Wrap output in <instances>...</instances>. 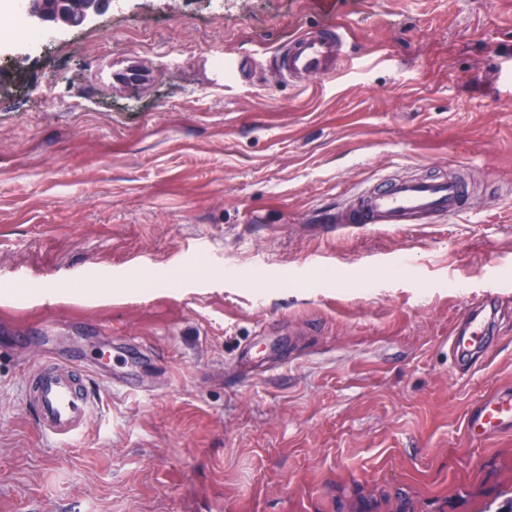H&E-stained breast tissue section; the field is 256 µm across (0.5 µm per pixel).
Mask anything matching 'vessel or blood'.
<instances>
[{
    "instance_id": "vessel-or-blood-1",
    "label": "vessel or blood",
    "mask_w": 512,
    "mask_h": 512,
    "mask_svg": "<svg viewBox=\"0 0 512 512\" xmlns=\"http://www.w3.org/2000/svg\"><path fill=\"white\" fill-rule=\"evenodd\" d=\"M345 54L340 29L319 35L291 38L278 59L277 76L291 82L325 79L336 74ZM471 192L459 178H405L377 184L359 192L345 208L328 220L329 230L364 224L430 226L440 220L468 213ZM496 306L486 299L472 307L448 338L455 361L473 366L482 359L492 341ZM39 430L51 438L76 440L94 411V398L65 359L37 361L24 387ZM466 431L478 440L493 434L512 433V389L485 399L470 414Z\"/></svg>"
}]
</instances>
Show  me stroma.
<instances>
[{
    "mask_svg": "<svg viewBox=\"0 0 512 512\" xmlns=\"http://www.w3.org/2000/svg\"><path fill=\"white\" fill-rule=\"evenodd\" d=\"M335 2L114 0L43 41L0 15V512H483L512 492V434L464 429L512 386V0ZM331 26L336 76L279 80L288 38ZM452 171L467 216L312 220ZM149 274L179 284L132 291ZM81 277L99 296L66 297ZM489 297L492 348L457 370L449 333ZM40 357L93 376L77 441L35 428Z\"/></svg>",
    "mask_w": 512,
    "mask_h": 512,
    "instance_id": "1",
    "label": "stroma"
}]
</instances>
